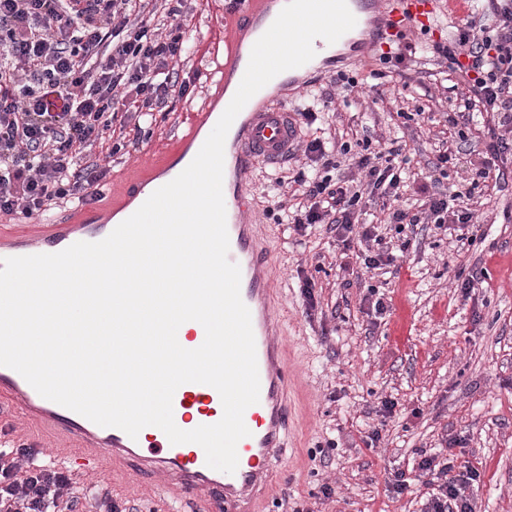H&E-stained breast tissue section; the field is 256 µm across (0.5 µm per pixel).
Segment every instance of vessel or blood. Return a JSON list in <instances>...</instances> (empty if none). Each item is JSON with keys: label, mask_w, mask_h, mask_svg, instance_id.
Here are the masks:
<instances>
[{"label": "vessel or blood", "mask_w": 512, "mask_h": 512, "mask_svg": "<svg viewBox=\"0 0 512 512\" xmlns=\"http://www.w3.org/2000/svg\"><path fill=\"white\" fill-rule=\"evenodd\" d=\"M275 0H241L239 18L245 30L265 33ZM351 11L367 15L359 48L378 49L386 42L401 43L407 16L418 13L420 0H402L400 7H388L385 0H347ZM249 62L243 51L235 53L221 66L215 81L242 80ZM298 133L296 114L287 103L268 105L250 99L237 115L224 145L226 183V225L230 241L229 258L241 269V298L251 314L256 345L260 398L248 407L244 423L248 437L237 445L238 466L227 474L207 466L204 450L197 444H171L155 426L143 428L130 438L117 428L101 427L37 393L16 371L0 366V442L14 440L16 422L25 419L38 423L58 438L80 448L79 466L106 457L117 461L144 478L157 475L179 485L183 493L205 499L210 512H252L257 501L274 494V467L284 456L288 438L295 426L290 402L294 374L288 362V347L274 330L278 307L273 283L268 276L274 264L271 250L259 245L254 226L246 218L252 207L248 179L257 164L279 166L293 152ZM193 138L164 153L166 180L175 179L186 167ZM79 223L61 219L42 225L32 236L26 231H0V259L56 253L79 242H96L113 230L95 208L94 201L81 203ZM223 415L219 393L211 386L186 383L173 396V418L178 428L189 431L217 423Z\"/></svg>", "instance_id": "vessel-or-blood-1"}]
</instances>
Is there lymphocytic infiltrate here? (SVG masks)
<instances>
[{
	"label": "lymphocytic infiltrate",
	"instance_id": "f902f5d3",
	"mask_svg": "<svg viewBox=\"0 0 512 512\" xmlns=\"http://www.w3.org/2000/svg\"><path fill=\"white\" fill-rule=\"evenodd\" d=\"M191 14L185 0H0V215L39 216L73 208L85 187L102 181L113 155L141 141L157 112L185 100L196 78L183 72L185 34ZM439 68L461 86L452 125L469 127L474 113L486 114L482 136L488 155L512 151V0H485L453 38L431 47ZM63 109L50 111L48 93ZM134 114L137 125L126 116ZM304 155L322 168H337L349 155L351 174L307 176L296 171L288 183L298 201L285 213L296 232L323 225L338 238L376 237L375 224L359 221L363 196L395 201L407 172L398 145L373 149L341 143L330 151L315 137ZM417 213L396 207L392 224H432L461 232L476 221L459 206L461 191L430 190ZM420 474L438 483L426 494V512H473L461 486L476 479L458 472L452 459L423 456ZM108 512H140L108 486L78 487L68 467L41 464L24 447L0 446V512H80L85 500Z\"/></svg>",
	"mask_w": 512,
	"mask_h": 512
}]
</instances>
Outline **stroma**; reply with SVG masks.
I'll use <instances>...</instances> for the list:
<instances>
[{"label": "stroma", "mask_w": 512, "mask_h": 512, "mask_svg": "<svg viewBox=\"0 0 512 512\" xmlns=\"http://www.w3.org/2000/svg\"><path fill=\"white\" fill-rule=\"evenodd\" d=\"M429 19L408 25L412 55L382 83L369 79L379 58L350 52L312 73V86L284 87L290 107L313 108L318 118L308 137L329 142L366 138L403 145L413 173L401 208L416 210L420 184L436 171L441 142H449L448 183L467 188L484 149L481 138H460L446 121L456 93L431 55L433 42L452 36L467 11L435 0ZM193 15L187 32L188 71L225 62L226 42L237 20L224 0H187ZM362 77L351 91L335 84L338 71ZM209 83L199 80L190 99L159 114L152 135L112 158L109 183L157 161L187 130L193 113L205 111ZM423 111L420 126L406 113ZM502 176L472 206L480 227L472 244L433 225L383 230L382 245L397 257L389 271L361 274L340 238L316 227L300 236L277 223L278 206L295 202L277 185L273 171L257 167L251 180L250 219L259 225L278 264L280 332L291 351L298 381L291 394L299 425L289 437L278 470V487L266 512H422L419 483L398 494L395 472H411L421 454L453 453L480 476L463 491L475 512H512V155L500 162ZM487 270L475 288H458L457 274ZM315 284L317 306L307 310L303 279ZM383 309H376V302ZM396 404L381 412L383 400ZM83 485L104 481L113 493L139 501L142 512H173L171 498L151 483L101 461L83 474ZM336 493L324 498L323 485Z\"/></svg>", "instance_id": "35a3bbf8"}]
</instances>
